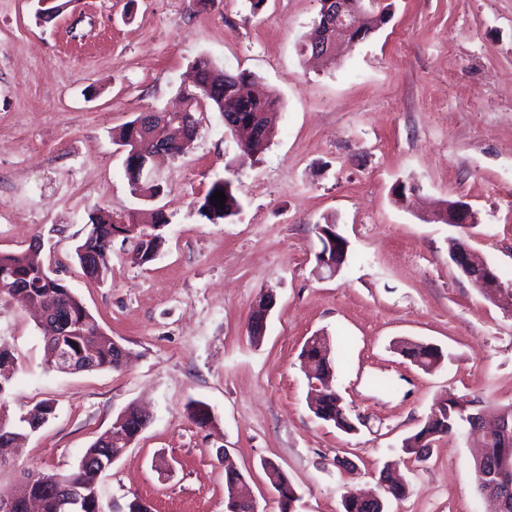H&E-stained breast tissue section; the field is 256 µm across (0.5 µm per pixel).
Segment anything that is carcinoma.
Masks as SVG:
<instances>
[{
  "instance_id": "obj_1",
  "label": "carcinoma",
  "mask_w": 512,
  "mask_h": 512,
  "mask_svg": "<svg viewBox=\"0 0 512 512\" xmlns=\"http://www.w3.org/2000/svg\"><path fill=\"white\" fill-rule=\"evenodd\" d=\"M195 69L202 76L206 85L204 89L183 92L187 102L186 117L190 124H196L193 112L197 109L194 94L204 97L206 103L216 107L225 114L235 112L241 117L261 115L266 134L246 146L243 154L248 157L258 156L268 148L273 135V117L278 112L277 97L271 95L264 99L252 94V75L247 72L232 74L214 67L209 60L200 58L195 61ZM134 122H129L118 133V138L127 152L138 157L150 150L152 127L133 130ZM134 193L145 201H152L163 193L159 184H146L128 176ZM216 191L225 194V207L221 208L211 200ZM240 200L233 192L229 181H214L207 194L199 203L198 211L207 220L216 223L237 214ZM167 220L161 211L152 213V223H125L112 214L98 210L90 216L89 231L76 248L79 265L84 260L92 259V270L83 271L91 279L103 278L108 270L112 241L117 236L134 241L133 260L139 264L153 261L165 242L163 228ZM23 285L24 300L39 308L46 321H55L57 314L64 310L72 321L71 328L63 336L54 338V343L61 344L74 353L92 347L96 352V369H120L116 359L112 338L99 333V326L87 311L81 299L62 280L52 276L40 258V251L28 246L21 252H0V300L15 298L16 285ZM397 353L413 365L430 371L443 362L445 355L441 348L431 343L415 340H401L396 344ZM302 362L308 364L314 373V379L322 384L321 395L309 404L314 416L334 425L337 429L350 433L355 426L350 421L345 404L334 395L333 378L334 359L331 356L329 338L315 334L309 337L301 352ZM14 368L11 351L0 345V398L6 393V384ZM53 413V405L48 401L35 404L27 413L17 420L4 414L0 415V437L9 434L21 437L37 431ZM190 418L199 426L206 427L213 423L210 411L201 404L189 405ZM125 421L116 430L118 437L107 445L94 441L84 452V456L103 455L109 451L114 456L122 454L126 446L136 440L142 432V419L138 409L129 406L124 410ZM469 426L470 433L477 437L482 455L474 461V471L479 489L482 493L497 501V512H512V505L499 501V496L490 489V482L495 476L505 474L512 478V405L500 409L496 415L489 416L475 408L471 401L456 399L440 400L420 428L406 437L401 446L404 454L417 461L428 458L430 448L437 440L451 434L460 427ZM269 484L278 494L280 512H295V503L299 496L281 468L270 462L262 463ZM31 492L42 502V512H63L60 500L41 487V472L29 471ZM70 495L73 498L71 512H104L100 501L98 482L94 476L81 468L68 473ZM379 479L385 482L383 492L395 499L404 496L406 488L391 465L386 464L379 472Z\"/></svg>"
}]
</instances>
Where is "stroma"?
I'll list each match as a JSON object with an SVG mask.
<instances>
[{"instance_id": "obj_1", "label": "stroma", "mask_w": 512, "mask_h": 512, "mask_svg": "<svg viewBox=\"0 0 512 512\" xmlns=\"http://www.w3.org/2000/svg\"><path fill=\"white\" fill-rule=\"evenodd\" d=\"M382 2L389 21L327 64L301 51L317 0H70L49 20L37 0H0V252L40 242L53 275L131 353L118 370L57 371L41 321L0 301V343L16 357L8 413L55 408L16 449L18 467L75 468L138 403L152 420L101 475L105 512L136 500L226 512V456L259 512H279L263 462L288 476L296 512H340L395 460L406 493L387 512H489L466 430L424 462L400 447L438 399L512 404V308L471 285L448 255L459 229L431 219L443 201L470 204L469 245L512 283V0ZM200 58L278 96L269 147L240 157L221 113L199 108L191 150L159 168L158 256L133 263L117 237L105 278L85 277L75 248L90 214L149 208L118 131L178 106ZM227 176L241 209L214 224L196 203ZM328 217L348 242L333 275L316 260ZM266 291L276 304L255 344L247 326ZM318 332L350 417L364 420L357 432L308 407L300 353ZM403 339L440 346L441 367L412 365L393 349ZM193 402L213 427L191 420Z\"/></svg>"}]
</instances>
